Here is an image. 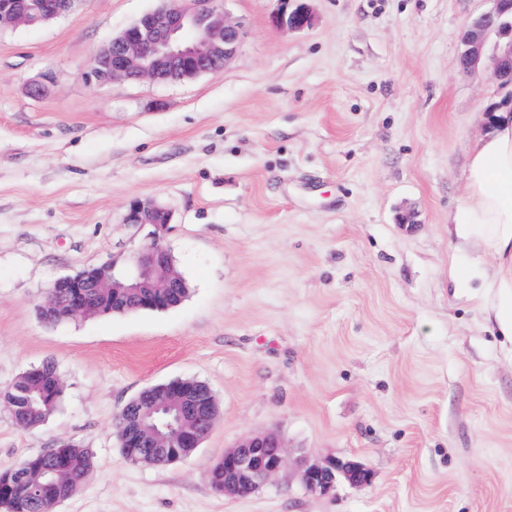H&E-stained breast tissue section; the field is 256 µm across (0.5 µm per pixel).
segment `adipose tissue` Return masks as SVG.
<instances>
[{
    "mask_svg": "<svg viewBox=\"0 0 512 512\" xmlns=\"http://www.w3.org/2000/svg\"><path fill=\"white\" fill-rule=\"evenodd\" d=\"M465 175L467 194L453 217L454 249L474 244L496 261L498 276L487 284L491 310L500 334L512 340V114L496 112Z\"/></svg>",
    "mask_w": 512,
    "mask_h": 512,
    "instance_id": "ef3b65f1",
    "label": "adipose tissue"
}]
</instances>
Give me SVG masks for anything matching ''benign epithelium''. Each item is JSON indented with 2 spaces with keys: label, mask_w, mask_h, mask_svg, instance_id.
Masks as SVG:
<instances>
[{
  "label": "benign epithelium",
  "mask_w": 512,
  "mask_h": 512,
  "mask_svg": "<svg viewBox=\"0 0 512 512\" xmlns=\"http://www.w3.org/2000/svg\"><path fill=\"white\" fill-rule=\"evenodd\" d=\"M221 0H162V5L143 14L121 31L96 56L89 79L102 85L115 79L157 82L194 79L220 71L238 50L243 33L228 21ZM74 0H0V26L43 24L68 11ZM512 0H494L491 10L478 16L461 36L460 67L468 73L487 76L495 82L512 76ZM278 26L303 29L311 15L304 0H280L274 16ZM497 32L499 41L491 52H484L486 40ZM170 213L157 205L136 201L126 223L136 227L138 246L109 269L88 268L75 278L58 279L48 292L42 308L45 315L59 306L66 293L65 306L75 318L93 311L89 289L112 281L114 288H180L181 277L173 267L163 234L170 224ZM128 421L118 433L123 455L134 454L152 463H164L170 449L177 459L191 456L214 427L217 405L212 393L192 396L180 381L148 387L125 407ZM285 463V445L275 433L251 435L224 452L211 478L215 490L225 495L244 496L278 473ZM354 485L368 482V472L357 462L333 459L305 464L300 481L312 493L325 494L338 479Z\"/></svg>",
  "instance_id": "7a95c632"
}]
</instances>
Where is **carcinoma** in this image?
<instances>
[{"instance_id": "cac0c4a2", "label": "carcinoma", "mask_w": 512, "mask_h": 512, "mask_svg": "<svg viewBox=\"0 0 512 512\" xmlns=\"http://www.w3.org/2000/svg\"><path fill=\"white\" fill-rule=\"evenodd\" d=\"M97 304L94 316L112 314V288H93ZM54 365L43 363L24 372L9 388L0 392V405L9 414H25L29 423L42 424L58 408L63 389L58 387ZM29 470L57 469L56 481L68 487L78 486L91 471L93 454L90 449L70 443L62 458L42 452L24 459ZM8 512H53L54 500L48 494H39L29 487L16 471V466L0 467V506Z\"/></svg>"}]
</instances>
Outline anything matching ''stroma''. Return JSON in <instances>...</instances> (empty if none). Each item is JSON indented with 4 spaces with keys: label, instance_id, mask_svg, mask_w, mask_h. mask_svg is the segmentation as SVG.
Here are the masks:
<instances>
[{
    "label": "stroma",
    "instance_id": "stroma-1",
    "mask_svg": "<svg viewBox=\"0 0 512 512\" xmlns=\"http://www.w3.org/2000/svg\"><path fill=\"white\" fill-rule=\"evenodd\" d=\"M158 0H76L0 29V389L52 362L64 400L0 466L73 441L93 452L55 512H512V343L481 288H458L448 222L463 170L512 89L462 71L492 0H225L244 35L219 72L90 82L96 53ZM44 84L32 95L34 84ZM190 291L177 307L55 325L52 283L126 258L132 202ZM205 383L219 418L189 458L127 461L117 418L144 388ZM273 432L281 471L246 497L207 478ZM350 459L365 486L308 492L300 461ZM304 0H280V7L274 16L277 26L287 25L291 29H303L311 23V15Z\"/></svg>",
    "mask_w": 512,
    "mask_h": 512
}]
</instances>
